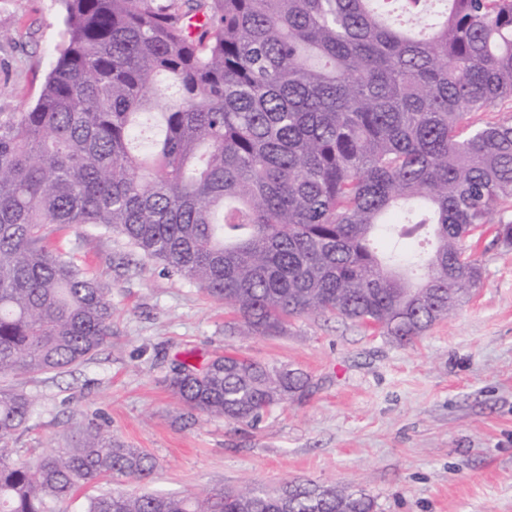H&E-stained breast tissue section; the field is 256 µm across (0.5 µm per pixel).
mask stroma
Here are the masks:
<instances>
[{
  "mask_svg": "<svg viewBox=\"0 0 512 512\" xmlns=\"http://www.w3.org/2000/svg\"><path fill=\"white\" fill-rule=\"evenodd\" d=\"M63 15L60 0H0V112L37 96ZM53 237L109 288L112 336L83 363L22 380L34 407L22 455L65 447L92 421L157 460L148 491L279 493L304 480L363 491L374 512H512V248L493 233L470 243L480 288L407 345L329 314L232 334L224 305L124 237L90 225ZM227 351L301 369L311 389L254 426L184 416L171 368Z\"/></svg>",
  "mask_w": 512,
  "mask_h": 512,
  "instance_id": "stroma-1",
  "label": "stroma"
}]
</instances>
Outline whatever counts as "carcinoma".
Segmentation results:
<instances>
[{
	"label": "carcinoma",
	"instance_id": "carcinoma-1",
	"mask_svg": "<svg viewBox=\"0 0 512 512\" xmlns=\"http://www.w3.org/2000/svg\"><path fill=\"white\" fill-rule=\"evenodd\" d=\"M35 103L0 112V378L56 372L112 336L109 289L51 240L101 226L258 336L315 313L400 345L480 286L468 240H512V0H63ZM166 75L174 92L158 88ZM161 133L140 149L144 116ZM189 414L256 425L309 377L226 352L178 363ZM33 403L0 387V512H373L298 481L131 493L157 461L93 422L24 458Z\"/></svg>",
	"mask_w": 512,
	"mask_h": 512
}]
</instances>
